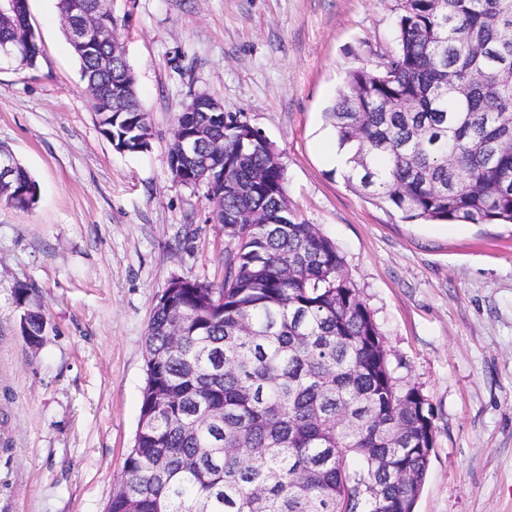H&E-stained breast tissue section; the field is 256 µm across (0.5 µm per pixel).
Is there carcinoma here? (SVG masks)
Segmentation results:
<instances>
[{
    "mask_svg": "<svg viewBox=\"0 0 512 512\" xmlns=\"http://www.w3.org/2000/svg\"><path fill=\"white\" fill-rule=\"evenodd\" d=\"M397 48L380 72H348L326 113L346 183L407 221L512 224V0H400ZM34 42L16 61L37 68ZM75 0H58L65 34ZM101 96L112 69L75 54ZM101 112L119 153L148 150V113ZM202 132L196 166L171 142L168 165L190 186L224 179L212 221L224 232V278L174 277L145 336L139 423L106 512H409L434 447L433 414L400 389L371 311L343 274L335 243L288 200L274 145L231 112H181ZM38 181L19 162L0 199L33 207ZM47 323L27 314L39 348Z\"/></svg>",
    "mask_w": 512,
    "mask_h": 512,
    "instance_id": "carcinoma-1",
    "label": "carcinoma"
}]
</instances>
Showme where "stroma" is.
Listing matches in <instances>:
<instances>
[{
    "instance_id": "35a3bbf8",
    "label": "stroma",
    "mask_w": 512,
    "mask_h": 512,
    "mask_svg": "<svg viewBox=\"0 0 512 512\" xmlns=\"http://www.w3.org/2000/svg\"><path fill=\"white\" fill-rule=\"evenodd\" d=\"M43 56L0 61V147L38 181L0 201V512H104L133 445L151 309L175 276H224L203 186L177 182L172 120L204 92L273 143L298 216L336 244L435 443L415 512H512V224L404 222L349 190L325 114L394 50L399 0H112L151 148L100 133L56 0ZM26 288L24 303L15 291ZM44 315L31 348L25 312ZM39 195L40 185L38 181L14 159L12 180L9 184L1 187V200L15 208L29 209L37 203Z\"/></svg>"
}]
</instances>
